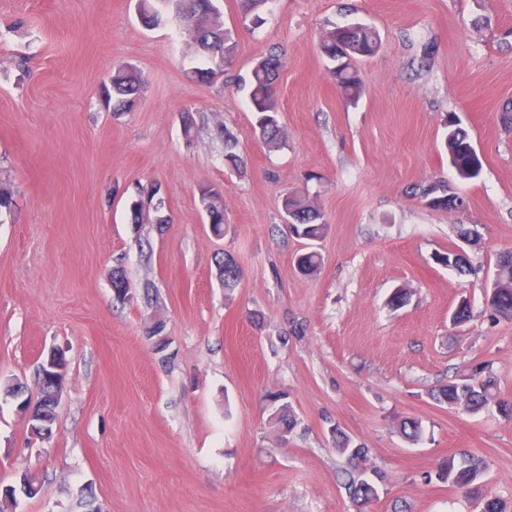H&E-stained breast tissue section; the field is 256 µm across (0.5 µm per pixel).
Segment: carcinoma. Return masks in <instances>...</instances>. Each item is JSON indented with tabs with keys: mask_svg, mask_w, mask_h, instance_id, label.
I'll return each mask as SVG.
<instances>
[{
	"mask_svg": "<svg viewBox=\"0 0 512 512\" xmlns=\"http://www.w3.org/2000/svg\"><path fill=\"white\" fill-rule=\"evenodd\" d=\"M160 1L165 4L167 12L176 17L180 33L187 35L198 48L208 47L213 51V56L204 54L196 60V65L189 68L191 77H197L203 82L213 81L216 75L215 66L219 65V60L231 63L236 50L232 31L225 28L224 23L217 21L221 13L214 0H138V12L144 24H149ZM381 45L378 30L363 23L335 26L325 33L320 50L333 64L331 74L346 98L357 100L363 92V83L355 63L374 57ZM280 68L279 55L271 53L253 67L248 79L249 102L256 116V127L264 144L271 148H277L281 144L280 108L276 87ZM142 88L143 80L139 71L132 66L121 65L112 69L108 85L104 86V94L107 99L114 100L113 111H127L138 100ZM444 146L449 163L459 178L468 180L477 177L479 158L465 128L454 122L448 125ZM412 193L431 209L447 212L454 210L448 199L446 182L433 181L419 185L412 188ZM156 195L155 190L146 193L142 191L132 201V223H144L142 210L146 205L153 212H158L160 202L155 200ZM200 207L212 232L217 236L224 234L222 190L215 186L202 189ZM281 209L285 215L294 218L295 224L289 230L298 238L313 242L323 237L327 224L305 194L295 192L285 195L281 200ZM319 265L320 255L312 248L298 257L299 270L304 274L316 271ZM495 279L503 292L488 299V305L495 316L512 321V250L499 254ZM432 398L469 415L478 414L491 406L512 415V403L501 397L497 381L491 375L485 374L481 366L448 382L432 394ZM272 420L283 434L292 432L297 425L292 409L286 404L275 409ZM399 429L413 443L419 442L423 436L421 422L414 419L402 421ZM333 436L336 452L346 457L352 468L356 469L366 463L368 449L354 443L349 436L338 430L333 432ZM444 473L448 484L478 497L480 512H505L503 504L496 496L482 492L480 479L483 469L474 456L461 453L457 457H451L445 465ZM347 488L353 499L362 506L378 497L374 484L355 477L351 472L348 473Z\"/></svg>",
	"mask_w": 512,
	"mask_h": 512,
	"instance_id": "carcinoma-1",
	"label": "carcinoma"
}]
</instances>
